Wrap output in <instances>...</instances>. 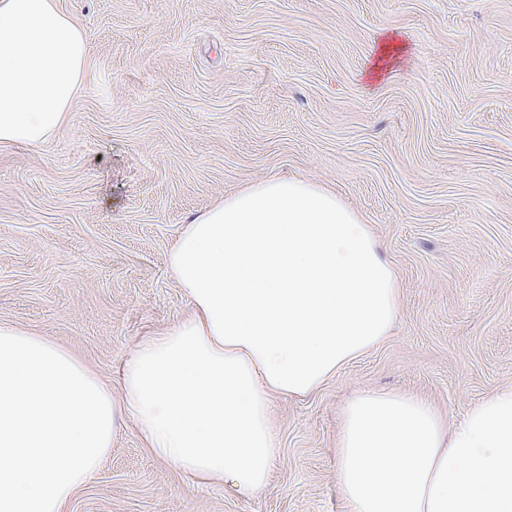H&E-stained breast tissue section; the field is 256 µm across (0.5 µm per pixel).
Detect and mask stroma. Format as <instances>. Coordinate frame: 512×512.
<instances>
[{
  "label": "stroma",
  "mask_w": 512,
  "mask_h": 512,
  "mask_svg": "<svg viewBox=\"0 0 512 512\" xmlns=\"http://www.w3.org/2000/svg\"><path fill=\"white\" fill-rule=\"evenodd\" d=\"M89 42L67 122L0 150V321L113 384L189 314L184 225L272 176L328 187L394 266L391 337L317 392L276 397L268 488L175 473L125 421L69 512H344L340 411L401 390L462 420L512 383V0H56ZM404 48L380 78L383 33Z\"/></svg>",
  "instance_id": "35a3bbf8"
}]
</instances>
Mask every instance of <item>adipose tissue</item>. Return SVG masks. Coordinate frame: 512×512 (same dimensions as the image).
Returning <instances> with one entry per match:
<instances>
[{"instance_id":"obj_1","label":"adipose tissue","mask_w":512,"mask_h":512,"mask_svg":"<svg viewBox=\"0 0 512 512\" xmlns=\"http://www.w3.org/2000/svg\"><path fill=\"white\" fill-rule=\"evenodd\" d=\"M55 0H0V148L66 122L88 66ZM189 314L143 337L117 386L54 340L0 321V512H67L122 422L179 473L238 496L279 457L270 401L304 396L382 344L400 309L394 267L335 192L271 177L185 225L167 254ZM345 512H512V384L455 427L426 398L366 390L344 406Z\"/></svg>"}]
</instances>
